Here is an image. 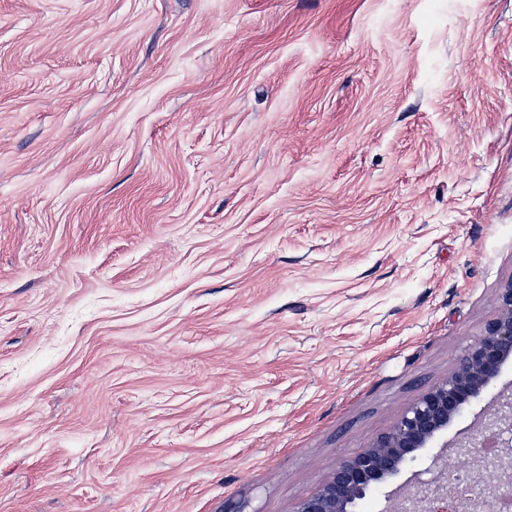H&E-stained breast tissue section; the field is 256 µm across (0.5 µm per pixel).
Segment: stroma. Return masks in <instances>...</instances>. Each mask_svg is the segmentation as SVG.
Here are the masks:
<instances>
[{
  "mask_svg": "<svg viewBox=\"0 0 512 512\" xmlns=\"http://www.w3.org/2000/svg\"><path fill=\"white\" fill-rule=\"evenodd\" d=\"M510 283L512 0H0V512H294Z\"/></svg>",
  "mask_w": 512,
  "mask_h": 512,
  "instance_id": "obj_1",
  "label": "stroma"
}]
</instances>
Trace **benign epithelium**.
Listing matches in <instances>:
<instances>
[{
    "label": "benign epithelium",
    "mask_w": 512,
    "mask_h": 512,
    "mask_svg": "<svg viewBox=\"0 0 512 512\" xmlns=\"http://www.w3.org/2000/svg\"><path fill=\"white\" fill-rule=\"evenodd\" d=\"M512 360V285L500 290L481 337L459 359L447 379L430 388L394 427L359 454L340 459L328 481L303 499L295 512H357L375 489L431 447L432 441L472 401L492 395L498 417L452 446L471 460L462 479L475 487L493 476L484 495L463 494L462 481L448 474L433 488L420 487L409 512H504L512 504V390L492 392L503 365Z\"/></svg>",
    "instance_id": "7a95c632"
}]
</instances>
